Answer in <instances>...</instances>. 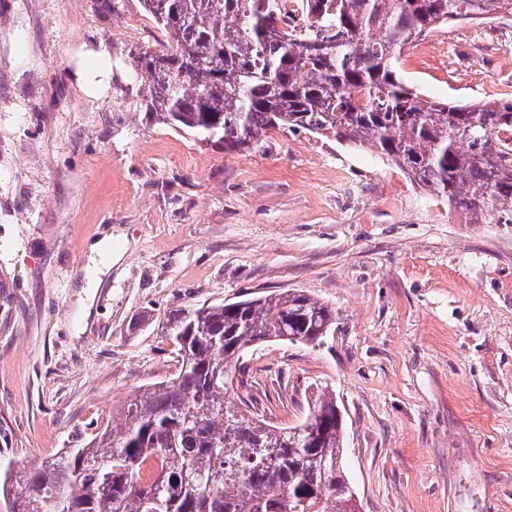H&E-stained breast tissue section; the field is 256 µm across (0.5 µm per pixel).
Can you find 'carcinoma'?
Masks as SVG:
<instances>
[{
	"instance_id": "obj_1",
	"label": "carcinoma",
	"mask_w": 512,
	"mask_h": 512,
	"mask_svg": "<svg viewBox=\"0 0 512 512\" xmlns=\"http://www.w3.org/2000/svg\"><path fill=\"white\" fill-rule=\"evenodd\" d=\"M165 33L133 57L145 111L177 132L252 149L303 130L388 159L471 224H512V100L430 102L397 76L405 46L451 21L512 14V0H308L304 32L270 0H142ZM336 310L300 290L180 309L162 325L182 353L85 448L34 470L0 466L5 512H355L344 416L320 393L298 425L227 399L233 371L269 341L315 344Z\"/></svg>"
}]
</instances>
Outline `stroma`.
<instances>
[{"instance_id":"1","label":"stroma","mask_w":512,"mask_h":512,"mask_svg":"<svg viewBox=\"0 0 512 512\" xmlns=\"http://www.w3.org/2000/svg\"><path fill=\"white\" fill-rule=\"evenodd\" d=\"M164 42L140 0H0V460L123 424V396L177 372L169 313L300 289L335 308L329 336L249 350L229 400L294 426L333 391L361 512H512V224L333 139L236 154L173 131L131 65ZM101 45L93 100L71 57ZM398 72L430 101L512 99V23L440 27Z\"/></svg>"}]
</instances>
